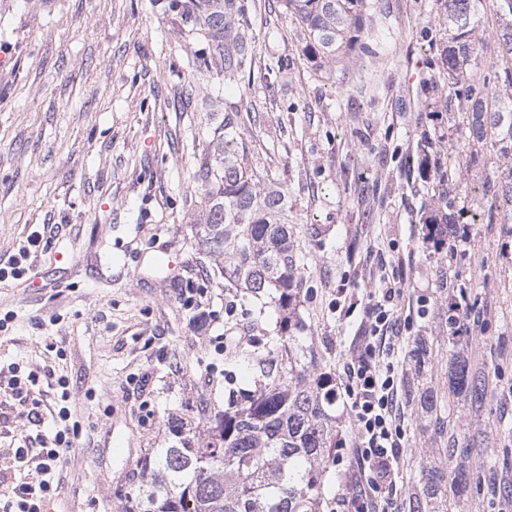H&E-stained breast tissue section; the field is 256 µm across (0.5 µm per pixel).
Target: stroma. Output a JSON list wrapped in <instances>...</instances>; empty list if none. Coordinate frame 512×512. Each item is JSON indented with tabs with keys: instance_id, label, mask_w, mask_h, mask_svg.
<instances>
[{
	"instance_id": "1",
	"label": "stroma",
	"mask_w": 512,
	"mask_h": 512,
	"mask_svg": "<svg viewBox=\"0 0 512 512\" xmlns=\"http://www.w3.org/2000/svg\"><path fill=\"white\" fill-rule=\"evenodd\" d=\"M372 54L330 76L305 51L281 0L249 11L257 66L224 105L250 113L241 131L259 169L280 173L288 222L304 246L303 342L338 378L382 269L405 284L398 315L424 296L425 317L395 345L397 406L408 443L391 512H408L425 455L449 437L470 448L454 512H512V235L485 223L484 183L501 151H473L466 115L437 58L448 33L441 0H370ZM169 0H0V264L28 247L26 273L0 282V386L30 370L68 379L82 427L63 449L49 512H124L147 449L169 426L203 425L253 372L235 352L266 356L276 318L202 280L191 227L202 219L190 179L193 138L213 117L195 84L191 41L177 38ZM440 160L462 189L457 223L475 228L457 253L425 238L437 215ZM171 265H159L162 255ZM212 313L195 323L183 289ZM466 304L470 338L449 341L448 301ZM465 351L488 379L482 410L448 391V363ZM438 395L437 417L419 398ZM149 401L144 414L140 401ZM46 383L26 402L0 400V496L37 482L17 467L21 441L53 429ZM38 409L41 418H27ZM125 440L115 451L114 434Z\"/></svg>"
}]
</instances>
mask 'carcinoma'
<instances>
[{
    "instance_id": "obj_1",
    "label": "carcinoma",
    "mask_w": 512,
    "mask_h": 512,
    "mask_svg": "<svg viewBox=\"0 0 512 512\" xmlns=\"http://www.w3.org/2000/svg\"><path fill=\"white\" fill-rule=\"evenodd\" d=\"M304 32L313 57L334 73L370 51L362 41L368 0H283ZM484 0H443L449 46L439 68L460 87L468 139L512 143V0H490L502 41L493 77L472 70L480 48L476 35ZM247 0H169L179 16L178 37L200 41L192 67L210 89L205 105L218 112L221 88L239 85L255 65L247 29ZM191 180L204 221L194 232L199 272L222 278L277 314L272 346L278 363L260 369L254 388L218 411L205 412L201 431L170 426L174 440L150 448L139 484L126 495L125 512H324L321 479L340 447L336 387L319 371L313 347L299 343L305 274L303 250L288 224V196L270 170L258 171L242 138L239 112H224L198 144ZM485 191L512 203V171L488 178ZM448 389L478 413L487 390L482 372L457 353L448 365ZM452 470L424 464L423 486L409 512H448V496L468 484L469 452L450 442Z\"/></svg>"
}]
</instances>
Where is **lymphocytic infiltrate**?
Returning a JSON list of instances; mask_svg holds the SVG:
<instances>
[{
  "label": "lymphocytic infiltrate",
  "instance_id": "lymphocytic-infiltrate-1",
  "mask_svg": "<svg viewBox=\"0 0 512 512\" xmlns=\"http://www.w3.org/2000/svg\"><path fill=\"white\" fill-rule=\"evenodd\" d=\"M402 283L381 279L364 308L361 333L343 367L341 389L350 403L356 427V442L350 453L357 472L341 507L351 512H389L396 488L397 459L404 446V431L396 414V378L392 361V339L408 330L394 310ZM61 405L55 414L51 435L41 436V462L38 484L21 483L15 497L0 503V512H41V502L53 490L60 451L72 447L78 425L70 421L69 393L65 377H58Z\"/></svg>",
  "mask_w": 512,
  "mask_h": 512
}]
</instances>
